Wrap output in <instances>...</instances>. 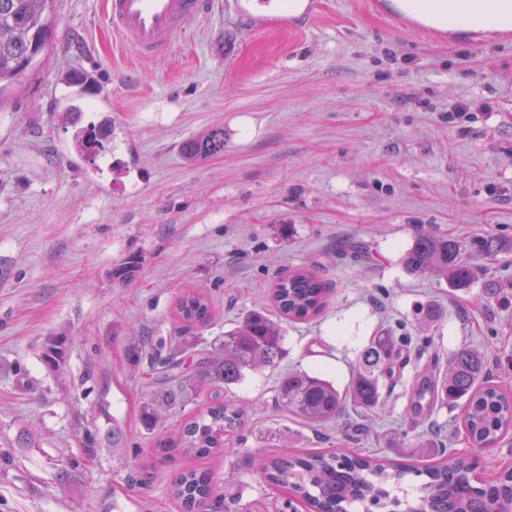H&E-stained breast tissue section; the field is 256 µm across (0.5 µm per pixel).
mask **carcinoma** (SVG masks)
Masks as SVG:
<instances>
[{"label":"carcinoma","instance_id":"cac0c4a2","mask_svg":"<svg viewBox=\"0 0 512 512\" xmlns=\"http://www.w3.org/2000/svg\"><path fill=\"white\" fill-rule=\"evenodd\" d=\"M56 0H0V91L16 85L27 75L51 35ZM71 93L61 101V112L76 123L82 108L77 104L88 92L83 80L72 75L66 82ZM80 147L86 151L100 145L103 127L79 131ZM188 158L206 159L224 153V130L214 129L206 137L189 141ZM488 256L512 252V240L487 233L465 243L447 236L419 233L402 258L412 275L431 273L458 286L469 285L475 277L470 255ZM278 312L293 322H310L327 307L329 288L312 272L295 269L281 277L273 289ZM208 295L195 288L182 290L175 299L174 313L188 333L210 320ZM284 336L271 314L263 307L248 312L224 340L212 349L190 351L189 338L162 354L150 339L141 351L160 366L155 383L160 394L149 398L144 423L155 431L159 419L156 406L175 408L197 383L209 382L228 388L245 381L247 374L276 366L284 357ZM399 338L380 334L371 339L355 364L346 392L305 371H290L280 378L276 403L303 421L322 424L336 420L345 401L364 412L381 404L380 381L393 376L402 360ZM431 398L444 404L464 400V430L474 448H489L512 428V397L492 384L485 354L462 347L448 358L444 372L424 377L414 388L418 402ZM246 409L220 397L189 417L173 436L158 435L156 452L172 456L204 458L224 448V435L245 427ZM265 479L289 492L286 507L297 501L308 512H512V467L480 486L472 483L474 463L451 456L422 467L395 459L352 453L344 448L280 455L257 460ZM171 496L182 512H198L204 505L214 510L223 500L214 495L213 480L200 469H186L170 485Z\"/></svg>","mask_w":512,"mask_h":512}]
</instances>
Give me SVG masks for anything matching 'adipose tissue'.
Returning a JSON list of instances; mask_svg holds the SVG:
<instances>
[{
    "label": "adipose tissue",
    "mask_w": 512,
    "mask_h": 512,
    "mask_svg": "<svg viewBox=\"0 0 512 512\" xmlns=\"http://www.w3.org/2000/svg\"><path fill=\"white\" fill-rule=\"evenodd\" d=\"M396 8L452 34L512 31V0H394Z\"/></svg>",
    "instance_id": "ef3b65f1"
}]
</instances>
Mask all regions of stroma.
I'll return each mask as SVG.
<instances>
[{"instance_id": "1", "label": "stroma", "mask_w": 512, "mask_h": 512, "mask_svg": "<svg viewBox=\"0 0 512 512\" xmlns=\"http://www.w3.org/2000/svg\"><path fill=\"white\" fill-rule=\"evenodd\" d=\"M323 2L253 33L213 5L154 60L112 35L106 0H58L38 64L0 93V512H180L169 487L187 468L212 472L227 512H281L253 456H421L402 437L412 386L458 348L487 351L512 392V253L475 257L484 274L466 288L402 265L419 232L512 238V32L457 40L401 26L384 0ZM72 69L110 95L85 96L73 126L59 110ZM460 102L468 116L449 122ZM103 122L110 137L79 152L78 129ZM215 128L223 154L188 160L184 144ZM296 268L326 283L329 305L285 323L279 366L206 385L160 420L176 431L218 395L251 405L245 428L205 459L155 457L141 416L156 369L133 358L143 337L174 343V299L198 288L213 313L194 334L211 345ZM386 329L410 343L369 419L350 406L310 425L276 403L291 369L346 388ZM461 417L434 407L449 453L477 457L481 480L512 463V431L479 450Z\"/></svg>"}]
</instances>
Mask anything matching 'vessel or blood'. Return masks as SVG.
Instances as JSON below:
<instances>
[{
    "label": "vessel or blood",
    "mask_w": 512,
    "mask_h": 512,
    "mask_svg": "<svg viewBox=\"0 0 512 512\" xmlns=\"http://www.w3.org/2000/svg\"><path fill=\"white\" fill-rule=\"evenodd\" d=\"M255 0H231L234 14L252 30L265 28L268 17ZM210 0H107L106 21L113 35L140 57L168 56L176 39L204 15Z\"/></svg>",
    "instance_id": "b4317fda"
}]
</instances>
